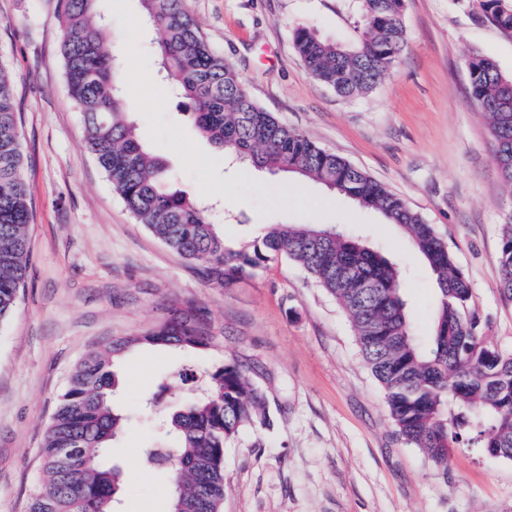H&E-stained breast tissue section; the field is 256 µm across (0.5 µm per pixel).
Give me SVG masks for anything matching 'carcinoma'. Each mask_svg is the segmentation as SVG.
I'll return each mask as SVG.
<instances>
[{
	"mask_svg": "<svg viewBox=\"0 0 512 512\" xmlns=\"http://www.w3.org/2000/svg\"><path fill=\"white\" fill-rule=\"evenodd\" d=\"M95 2H56L65 81L84 117V146L136 221L197 265L208 281L226 288L256 276L272 257L287 255L346 314L403 444L421 450L442 471L454 448L512 460V352L485 336L470 282L433 225L366 172L258 105L202 34L185 0H141L173 93L186 100L195 127L216 149L257 169L323 184L406 234L439 290L430 344L416 335L400 269L359 238L328 225L272 224L247 248L226 246L209 206L178 188L164 163L139 140L122 92V63L104 25L93 21ZM362 8L365 24L351 47L310 27L293 30L308 71L342 96L376 88L406 46L403 0H362ZM478 15L512 37V0H482ZM465 67L469 99L487 115L495 161L512 190V77L481 53L469 55ZM31 218L12 79L0 65L1 322L15 311L24 286ZM496 261L500 288L512 294V210L501 224ZM212 339L209 319L174 307L164 322L89 351L47 429L45 477L29 512H115L121 471L103 461V452L139 412L114 409V355L141 344L201 349ZM207 376L193 402L171 411L150 402L161 428L174 439L167 455L177 463L170 468V512H223L224 448L246 429L271 426L264 393L238 362L227 360Z\"/></svg>",
	"mask_w": 512,
	"mask_h": 512,
	"instance_id": "1",
	"label": "carcinoma"
}]
</instances>
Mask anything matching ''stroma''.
Segmentation results:
<instances>
[{"instance_id":"35a3bbf8","label":"stroma","mask_w":512,"mask_h":512,"mask_svg":"<svg viewBox=\"0 0 512 512\" xmlns=\"http://www.w3.org/2000/svg\"><path fill=\"white\" fill-rule=\"evenodd\" d=\"M56 0H0V64L13 77L33 210L26 281L0 323V512H28L43 477L41 448L72 372L94 347L166 320L171 306L209 318L208 348L141 345L115 356L114 406L155 395L184 403L206 371L231 358L266 395L268 429L224 450V512H512V461L468 448L438 470L394 433L381 389L336 301L288 257L224 288L138 224L83 146L60 56ZM212 47L252 99L399 196L432 224L473 290L488 334L512 352V295L496 256L512 210L488 120L467 97L464 61L480 52L512 74V37L477 21L468 0H404L406 47L373 91L342 97L307 70L299 26L356 43L362 0H186ZM123 69L155 76L127 89L141 142L181 189L217 205V228L239 249L272 224H344L405 274L420 335L432 333L436 283L396 226L325 186L234 164L197 132L182 99L155 75L140 0H98ZM282 185L273 194L269 183ZM164 435L131 422L112 442L120 512H168L170 476L141 451Z\"/></svg>"}]
</instances>
